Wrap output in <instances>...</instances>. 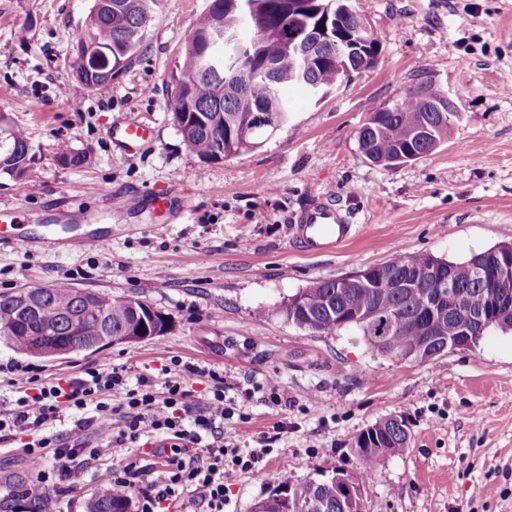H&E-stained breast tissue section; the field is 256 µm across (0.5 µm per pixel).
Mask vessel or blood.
I'll return each mask as SVG.
<instances>
[{"instance_id":"vessel-or-blood-1","label":"vessel or blood","mask_w":512,"mask_h":512,"mask_svg":"<svg viewBox=\"0 0 512 512\" xmlns=\"http://www.w3.org/2000/svg\"><path fill=\"white\" fill-rule=\"evenodd\" d=\"M150 131L140 122L126 121L122 137L129 152L136 150L148 139ZM23 216L16 209L0 216V242L16 247L27 246L28 240L15 230ZM356 228L349 216L336 204L322 196L315 197L298 214L293 226V238L308 253L320 254L343 247L354 236Z\"/></svg>"}]
</instances>
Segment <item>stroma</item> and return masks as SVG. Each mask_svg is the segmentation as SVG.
<instances>
[{
  "label": "stroma",
  "mask_w": 512,
  "mask_h": 512,
  "mask_svg": "<svg viewBox=\"0 0 512 512\" xmlns=\"http://www.w3.org/2000/svg\"><path fill=\"white\" fill-rule=\"evenodd\" d=\"M93 0H0V112L35 153L24 184L0 177V210L24 209L28 248L0 246V293L64 282L137 297L170 320L166 335L40 360L43 378L106 363L155 373L180 358L224 376L240 418L225 438L255 448L260 469L225 478L226 512H251L276 470L296 484L362 469L357 437L393 414L407 448L388 456L364 491L365 512H512V333L428 362L373 351L352 328L318 336L288 323L289 296L411 252L463 261L512 242V0H357L380 42L377 65L323 99L292 92L288 122L263 145L200 159L172 120L181 49L207 0H157L145 47L108 96L74 72ZM430 83L460 118L447 139L406 165L369 162L358 131L370 113ZM151 141L134 157L128 119ZM90 151L62 165L59 143ZM188 199L165 221L151 192ZM336 201L357 235L334 254L299 251L288 226L311 195ZM47 224L95 228L90 251L44 247ZM287 394L281 407L263 385ZM254 389L242 400L243 389ZM30 476L18 439L0 438V501ZM150 131L136 120H128L122 128V137L128 152L132 155L148 139Z\"/></svg>",
  "instance_id": "obj_1"
}]
</instances>
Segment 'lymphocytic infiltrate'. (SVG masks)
Instances as JSON below:
<instances>
[{
    "mask_svg": "<svg viewBox=\"0 0 512 512\" xmlns=\"http://www.w3.org/2000/svg\"><path fill=\"white\" fill-rule=\"evenodd\" d=\"M29 389L19 391L7 415L0 417V433L26 436L31 465L29 485L50 495L46 512H59L71 478L93 472L98 485L127 486L125 461L133 450L160 439L158 452L165 459L159 477L137 491L138 512H164L166 503L204 512H224V470L253 471L270 451L271 438L261 437L257 448L242 451L225 438L224 422L233 418L235 401L224 394V379L205 366L171 360L156 375H131L126 368L102 365L66 380L46 381L37 369L25 367ZM210 378V395L203 408L189 400L187 380ZM75 415V427L92 424L111 428L112 440L99 448L83 442L68 443L52 427ZM116 464L103 466L104 457Z\"/></svg>",
    "mask_w": 512,
    "mask_h": 512,
    "instance_id": "lymphocytic-infiltrate-1",
    "label": "lymphocytic infiltrate"
}]
</instances>
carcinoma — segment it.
Listing matches in <instances>:
<instances>
[{
    "instance_id": "obj_1",
    "label": "carcinoma",
    "mask_w": 512,
    "mask_h": 512,
    "mask_svg": "<svg viewBox=\"0 0 512 512\" xmlns=\"http://www.w3.org/2000/svg\"><path fill=\"white\" fill-rule=\"evenodd\" d=\"M112 9L92 6L82 35L99 41L112 56L123 54L126 62L139 52L145 43L151 21L154 0H111ZM250 5L249 24L245 37L253 41L252 56L243 62L245 94L257 108L271 110L273 127L266 130L252 125L246 106L235 97L224 94L221 82L209 73L206 47L213 34L225 29L235 13L230 11L232 0H208L206 8L188 36L177 65L175 77L173 120L181 131L187 147L199 158L219 161L252 150L264 142L288 121V97L294 90H306L320 99L341 84L342 72L351 68L360 74L363 60L374 64L380 53L377 35L369 32L365 38L352 40L345 27L330 22L336 29L335 37L324 43L306 69L298 67L296 58L288 52L287 43L277 35L285 27L302 32L317 25L324 17L321 7L336 0H299L298 10L288 14L284 0H246ZM275 65L267 80L253 77L255 70L265 62ZM77 68L85 71L84 84L93 91L111 87V81L98 72L94 65ZM397 108H383L371 113L358 132V143L368 159L387 158L392 153L416 151L423 156L437 148L448 136L450 124L442 121L436 105L446 106L448 96L428 85L409 90L395 101ZM191 112L185 116V112ZM428 125L431 134L420 139L415 135L421 125ZM10 151L0 150V175L22 184L29 175L34 157L28 154L29 140L24 131L11 126ZM64 165L81 168L90 162L91 154L76 150L67 143L57 149ZM512 258V243L494 245L464 261H452L432 254L414 252L402 255L404 267L424 270L432 266H449L456 281L461 284L457 300L474 311L487 309L496 299L497 289L474 279L478 266L496 268L499 262ZM35 288H19L0 294V344L20 354L38 352L56 357L60 346L57 337H71V350L82 351L84 344L108 328V334L123 336L136 318V311H144L146 303L129 295H112L79 288L49 286L45 289L46 305L33 316L20 308V295H29ZM435 288L423 282L416 288H396L392 281H381L370 287L352 284L336 287L333 279H322L293 294L283 303L281 313L295 327L321 336H332L343 328L358 329L367 338L370 347L380 354L418 359L413 353L417 337L429 330L426 315ZM348 312L398 309L400 320L390 341L378 344L369 338L365 322L342 323L336 318V308ZM382 447L358 446L354 453L366 463V469L347 474L338 469L333 474L345 477L352 485L366 488L377 465L397 452L395 446L406 439L402 427L386 423L377 429ZM277 489H286L293 503V512H305L311 500L322 504L321 512H343L336 503V488L331 480H306L292 485L276 480ZM125 497L108 488H97L86 504V512H125L121 501Z\"/></svg>"
}]
</instances>
